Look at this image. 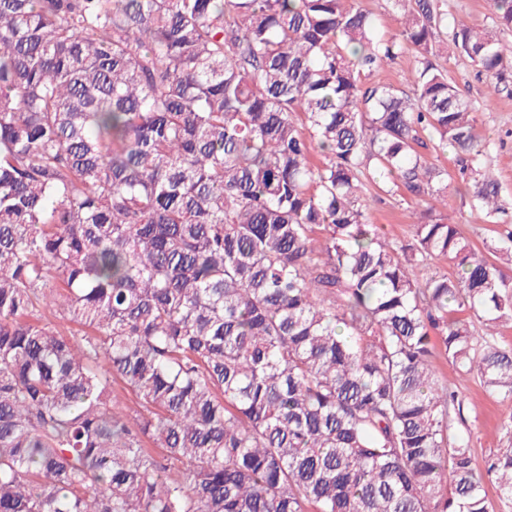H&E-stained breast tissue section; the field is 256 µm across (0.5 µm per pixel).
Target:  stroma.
<instances>
[{
	"label": "stroma",
	"mask_w": 512,
	"mask_h": 512,
	"mask_svg": "<svg viewBox=\"0 0 512 512\" xmlns=\"http://www.w3.org/2000/svg\"><path fill=\"white\" fill-rule=\"evenodd\" d=\"M449 18H461L477 27L495 29L499 39L512 42V29L497 27L489 0H438ZM440 69L447 71L450 80L474 102L480 127L490 142L485 156L501 184L502 192L512 203V97L493 94L489 77L462 56L456 49H449L435 59ZM419 67L418 55L413 48H406L397 58L366 74L369 83H383L412 92ZM429 161H443L448 169V181L453 189L448 196V211L456 222L461 235L478 250H485L499 237L497 225L488 223L485 216L472 208L463 191L464 177L451 158H439L434 148L424 151ZM362 194L368 205L369 223L381 225L388 236L398 241L411 240L414 226L410 212H422L421 202L381 193L372 180H364ZM432 361L441 373L453 383L464 400V419L457 423V430L469 436L473 462L483 468L487 457L500 448L504 441L502 425L512 418V401L499 400L489 395L479 379L460 375L442 354H434Z\"/></svg>",
	"instance_id": "obj_1"
}]
</instances>
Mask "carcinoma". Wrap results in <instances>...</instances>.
I'll return each mask as SVG.
<instances>
[{"label":"carcinoma","mask_w":512,"mask_h":512,"mask_svg":"<svg viewBox=\"0 0 512 512\" xmlns=\"http://www.w3.org/2000/svg\"><path fill=\"white\" fill-rule=\"evenodd\" d=\"M388 2L399 40L349 0H0V512H493L486 478L512 504V419L477 471L431 361L512 400V224L480 257L448 215L423 137L499 224L489 141L432 62L447 14ZM406 44L413 93L362 81ZM367 177L428 204L412 241ZM362 194L368 205L366 217L370 224L381 225L388 236L397 241H410L414 224L408 217L409 211L422 212L425 204L409 197H391L381 193L369 179L363 180Z\"/></svg>","instance_id":"cac0c4a2"}]
</instances>
